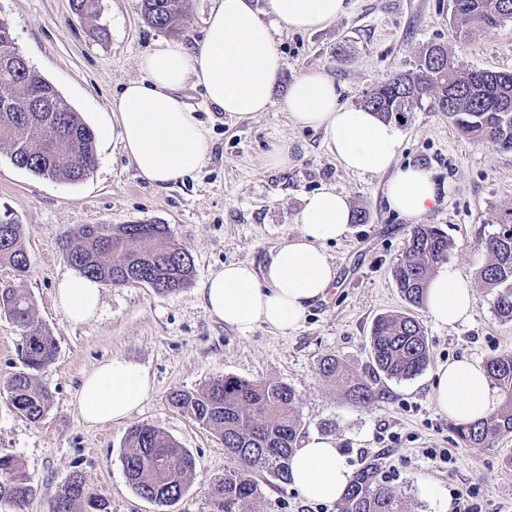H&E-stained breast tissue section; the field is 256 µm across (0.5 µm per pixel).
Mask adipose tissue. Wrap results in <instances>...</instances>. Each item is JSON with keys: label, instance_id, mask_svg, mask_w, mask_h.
Segmentation results:
<instances>
[{"label": "adipose tissue", "instance_id": "obj_1", "mask_svg": "<svg viewBox=\"0 0 512 512\" xmlns=\"http://www.w3.org/2000/svg\"><path fill=\"white\" fill-rule=\"evenodd\" d=\"M345 11L346 0H267L263 12L252 0H214L200 44H169L144 54L139 61L142 78L124 85L110 105L112 133L138 177L163 188L204 164L207 131L177 95L185 83L203 87L207 102L228 119L253 118L269 110L283 67L276 24L315 32ZM286 109L294 125L323 131L331 154L345 170L389 173L386 200L391 210L421 216L435 205L438 187L428 170L395 167L400 148L396 129L364 108L343 103L340 86L323 71L308 70L295 78ZM352 219L348 196L322 188L296 214L298 235L262 270L230 263L213 273L200 290L204 306L241 331L259 323L284 335L296 330L309 307L333 287L336 268L326 246L347 234ZM474 304L473 289L455 265L441 267L431 279L425 306L434 323H466ZM55 305L70 322L88 321L101 306L99 285L83 277L63 278ZM434 377L436 404L450 419L484 420L500 405L479 360L438 364ZM151 386L143 368L115 357L84 377L75 406L91 426L121 421L141 406ZM290 476L291 486L304 499L322 504L338 502L351 478L335 442L317 434L294 452Z\"/></svg>", "mask_w": 512, "mask_h": 512}]
</instances>
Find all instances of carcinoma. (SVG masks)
Segmentation results:
<instances>
[{
  "mask_svg": "<svg viewBox=\"0 0 512 512\" xmlns=\"http://www.w3.org/2000/svg\"><path fill=\"white\" fill-rule=\"evenodd\" d=\"M81 19L98 16V0H72ZM188 12V0H142V17L153 27L175 32ZM512 21V0H452V29L466 38L475 25ZM11 24L0 19V148L11 162L36 176L78 182L92 174L98 158L95 134L41 74L15 56ZM429 101L446 112L458 131L471 139L512 143V73L460 72L440 44L424 47L414 68L378 82L364 107L384 121ZM448 234L435 224H417L392 276L410 308L425 305L428 282L448 259ZM487 259L477 270L483 288L496 291L497 316L512 321V210L485 242ZM63 257L80 275L113 287L145 284L159 294L175 292L194 275L188 249L169 235L164 224H83L65 237ZM9 267L17 283L0 284V313L20 329L21 369L0 379L13 409L31 423L41 421L53 403L52 392L35 384L36 373L55 360L57 341L35 320V303L21 287L32 272L22 242L21 224L0 215V266ZM368 369L358 371L335 355L321 359L317 374L346 390L353 404L374 399V379L409 380L429 365L425 330L408 312L383 314L373 322ZM487 374L503 393L490 418L459 423L455 431L468 448H485L512 434V355L486 362ZM169 404L208 428L224 443L230 465L206 485L211 512H248L262 490L255 475L263 472L286 485L289 461L298 448L304 423L301 397L286 383L254 382L233 376L214 379L197 390H175ZM121 463L129 484L160 506L179 501L195 479L191 453L149 424L132 427L125 438ZM36 487L23 464L0 455V501L22 510ZM48 512H110L105 490L73 474L51 500ZM337 512H414L412 501L386 484L378 463L353 473Z\"/></svg>",
  "mask_w": 512,
  "mask_h": 512,
  "instance_id": "obj_1",
  "label": "carcinoma"
}]
</instances>
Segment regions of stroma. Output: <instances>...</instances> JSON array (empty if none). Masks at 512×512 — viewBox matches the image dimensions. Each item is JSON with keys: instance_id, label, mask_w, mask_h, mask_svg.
Masks as SVG:
<instances>
[{"instance_id": "35a3bbf8", "label": "stroma", "mask_w": 512, "mask_h": 512, "mask_svg": "<svg viewBox=\"0 0 512 512\" xmlns=\"http://www.w3.org/2000/svg\"><path fill=\"white\" fill-rule=\"evenodd\" d=\"M212 5L190 0L179 33L172 34L143 20L141 0H99L93 20L77 17L71 0H0V19L11 23L17 51L93 129L98 156L89 178L65 182L17 168L0 150V212L10 211L22 226L33 262L26 286L39 324L58 344L56 359L36 376L53 394L40 423L17 414L0 388V453L17 457L38 488L25 512H47L50 499L77 472L107 491L111 512H210L205 487L229 464L224 446L173 408L168 395L224 376L293 387L301 397L305 434L335 440L349 470L379 462L389 485L410 496L418 512H448L458 492L483 512H512V434L485 448L465 447L454 420L438 409L433 388L436 364L512 354V321L496 316L493 292L476 288L470 320L454 327L416 310L430 368L410 380L378 379L377 397L367 407L354 405L342 388L316 373L329 354L364 370L374 320L406 310L391 269L415 223L445 230L450 263L475 280L485 260L484 238L512 209V151L467 139L444 113L413 109L397 125V163L431 170L440 190L436 205L417 219L388 208L386 176L346 171L323 131L292 125L285 108L291 84L308 69L323 70L341 85L343 102L360 105L378 82L411 69L430 43L447 46L461 70L511 72L512 22L476 27L461 41L450 26L451 0H347L346 13L320 31L280 28L276 45L284 66L270 109L232 121L207 103L202 88L186 85L180 95L208 131L207 160L158 188L138 177L113 139L109 103L123 84L141 78L145 53L168 43L201 42ZM276 146L287 148L288 167L268 166L267 154ZM326 186L346 193L353 210L367 215L327 246L337 278L326 298L287 335L263 324L242 332L212 317L198 296L206 279L228 263L261 269L297 233L295 216L304 198ZM136 222L168 225L192 256L190 284L164 295L141 284L105 285L98 317L70 323L54 304L57 283L76 274L63 258L62 239L83 224ZM115 356L144 368L152 388L127 419L87 426L75 394L86 374ZM142 423L187 448L196 463L194 482L164 509L137 495L122 467L125 436ZM261 488L252 512H336L335 505L309 503L269 477Z\"/></svg>"}]
</instances>
